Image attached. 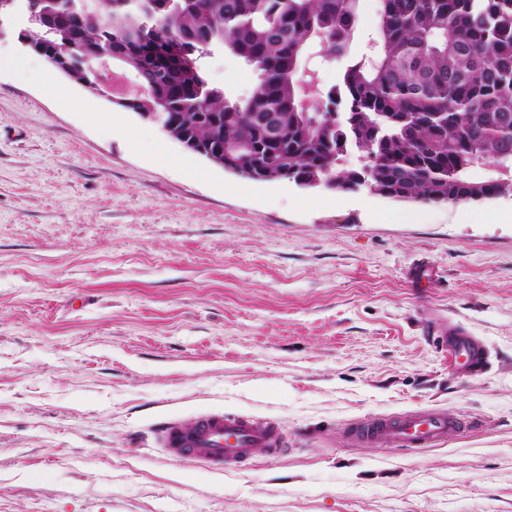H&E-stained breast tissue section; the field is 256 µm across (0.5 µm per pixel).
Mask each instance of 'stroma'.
I'll return each mask as SVG.
<instances>
[{
	"mask_svg": "<svg viewBox=\"0 0 512 512\" xmlns=\"http://www.w3.org/2000/svg\"><path fill=\"white\" fill-rule=\"evenodd\" d=\"M0 32V512H512V196L398 202L225 172ZM209 77L248 92L231 54ZM434 276L413 287L407 273ZM491 347L454 370L428 327ZM220 409L284 446L212 471L156 431ZM472 420L409 452L345 427Z\"/></svg>",
	"mask_w": 512,
	"mask_h": 512,
	"instance_id": "obj_1",
	"label": "stroma"
}]
</instances>
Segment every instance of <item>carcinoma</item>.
<instances>
[{
	"label": "carcinoma",
	"mask_w": 512,
	"mask_h": 512,
	"mask_svg": "<svg viewBox=\"0 0 512 512\" xmlns=\"http://www.w3.org/2000/svg\"><path fill=\"white\" fill-rule=\"evenodd\" d=\"M359 0H98L41 41L112 50L142 92L118 106L225 171L338 192L456 204L512 195V0H381L373 53L304 87L311 50L347 54ZM229 51L256 74L245 97L213 85ZM357 150L359 168L345 164ZM502 166L475 178L483 167Z\"/></svg>",
	"instance_id": "obj_1"
}]
</instances>
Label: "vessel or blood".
<instances>
[{
	"mask_svg": "<svg viewBox=\"0 0 512 512\" xmlns=\"http://www.w3.org/2000/svg\"><path fill=\"white\" fill-rule=\"evenodd\" d=\"M433 334L449 358L465 371L478 373L488 365L491 353L486 343L460 326L438 324ZM464 426L463 419L445 412L410 411L352 425L347 439L355 444L417 451L445 443L449 433ZM158 441L173 459H192L220 471L235 467L256 449L275 455L283 446L273 422L220 411L203 413L188 423L170 419L159 429Z\"/></svg>",
	"mask_w": 512,
	"mask_h": 512,
	"instance_id": "obj_1",
	"label": "vessel or blood"
}]
</instances>
